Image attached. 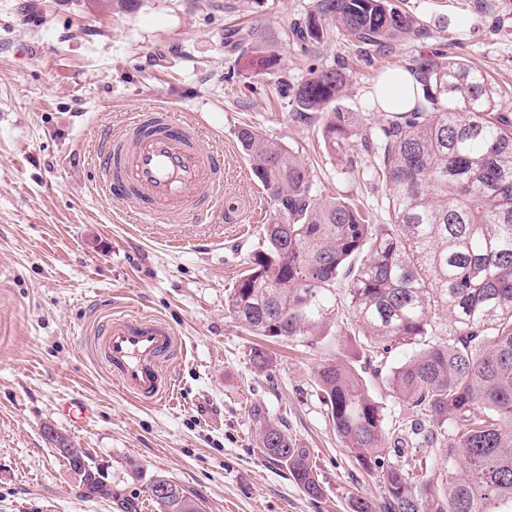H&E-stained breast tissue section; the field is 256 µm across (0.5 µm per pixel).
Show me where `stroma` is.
Returning a JSON list of instances; mask_svg holds the SVG:
<instances>
[{
	"mask_svg": "<svg viewBox=\"0 0 512 512\" xmlns=\"http://www.w3.org/2000/svg\"><path fill=\"white\" fill-rule=\"evenodd\" d=\"M314 0H0V512H156L148 484L162 475L205 512H348L379 498L340 443L314 377L343 353L365 370L388 424L412 418L390 387L407 353L367 371L338 282L314 341L269 343L272 364L248 361L257 339L224 297L263 244L273 202L237 135L251 126L298 150L316 195L355 204L370 223L392 220L377 160L363 145L385 120L371 95L382 72L441 52L484 70L512 99V0H399L429 30L390 49L363 48L341 29L301 51L291 36ZM256 24L274 39L273 74L241 71L226 30ZM347 78L335 102L357 122L348 156L328 154L321 125L296 116L283 88L311 69ZM194 116L224 149V196L212 223H138L92 187L99 131L140 108ZM157 316L182 340L178 391L144 404L99 362L95 334L109 316ZM78 404L80 418L62 406ZM261 407L264 420L253 418ZM309 449L326 493L313 500L260 452L263 422ZM52 426L86 449L105 476L93 490L46 440Z\"/></svg>",
	"mask_w": 512,
	"mask_h": 512,
	"instance_id": "stroma-1",
	"label": "stroma"
}]
</instances>
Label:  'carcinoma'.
Returning a JSON list of instances; mask_svg holds the SVG:
<instances>
[{
    "label": "carcinoma",
    "instance_id": "1",
    "mask_svg": "<svg viewBox=\"0 0 512 512\" xmlns=\"http://www.w3.org/2000/svg\"><path fill=\"white\" fill-rule=\"evenodd\" d=\"M353 42L391 47L424 29L391 0H315L292 34L301 48L321 43L331 27ZM246 73L280 63L268 33L229 31ZM406 70L423 96L394 112L365 138L378 155L393 219L370 224L349 202L318 198L306 164L291 147L250 126L238 132L257 179L270 192L274 216L264 247L224 298V308L256 336H311L324 321L326 296L347 280L349 307L373 348H411L391 371L397 398L416 418L393 431L426 445L448 441L444 466L414 473L403 449L384 448V407L368 392L354 361L329 358L316 381L336 434L368 475L380 474L381 501L355 496L349 512H498L512 502V111L487 74L443 53L422 55ZM345 86L336 68L315 70L292 95L296 112L322 121L330 154L357 135L332 108ZM444 334L448 339L439 341ZM250 363L269 368L254 346ZM81 479L101 483L87 452L51 427L44 430ZM261 451L288 470L299 488L319 499L324 488L307 448L280 426L264 424ZM169 493L151 496L159 512H202L196 499L163 476Z\"/></svg>",
    "mask_w": 512,
    "mask_h": 512
}]
</instances>
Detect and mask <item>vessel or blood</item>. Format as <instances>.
Returning a JSON list of instances; mask_svg holds the SVG:
<instances>
[{"mask_svg": "<svg viewBox=\"0 0 512 512\" xmlns=\"http://www.w3.org/2000/svg\"><path fill=\"white\" fill-rule=\"evenodd\" d=\"M94 169L99 191L123 213L157 223H205L224 194L222 146L167 107L134 113L120 132H104ZM100 336L102 359L129 394L152 403L172 390L181 341L164 320L113 318Z\"/></svg>", "mask_w": 512, "mask_h": 512, "instance_id": "b4317fda", "label": "vessel or blood"}]
</instances>
